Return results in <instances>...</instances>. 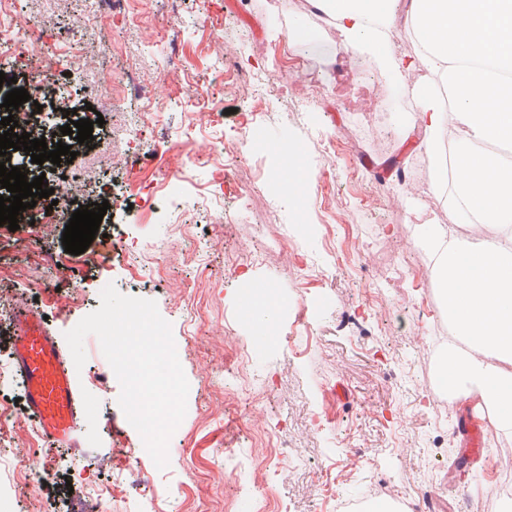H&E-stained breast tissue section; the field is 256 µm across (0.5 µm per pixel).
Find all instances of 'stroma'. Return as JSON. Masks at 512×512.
<instances>
[{"instance_id":"stroma-1","label":"stroma","mask_w":512,"mask_h":512,"mask_svg":"<svg viewBox=\"0 0 512 512\" xmlns=\"http://www.w3.org/2000/svg\"><path fill=\"white\" fill-rule=\"evenodd\" d=\"M75 8V0H15L12 15L37 32L67 28ZM128 10L133 23L112 19L95 40L61 42L50 64L0 59L6 77L39 76L46 131L61 121L52 104L59 90L67 109L103 116L92 152L45 180L70 181L58 210L76 199L110 204L79 255L64 251V222L0 226V499L14 512H154L165 486V512H224L228 504L235 512H333L334 496L373 484L397 512L426 486L440 496L439 512H460L465 492L472 512H512L491 483L490 461L454 466L457 426L472 416V401L443 409L432 401L440 388L434 352L452 330L443 314L422 313V294L440 292L407 218L433 205L436 223L461 236L466 227L432 202L417 165L423 134L411 128L395 74L343 50L340 31L302 39L314 25L309 0H128ZM231 65L250 82L217 79ZM273 72L286 93L267 84ZM145 84L164 104L149 124L140 119ZM195 86L218 102L219 116L190 101ZM257 105L251 135L244 120ZM218 140L238 143L220 184L186 158ZM288 142L300 147L308 174L298 206L279 182L275 149ZM162 178L169 207L147 209L133 186ZM148 261L160 263L162 277H131ZM245 274L273 282L285 302L274 335L239 316ZM385 282L387 296H376ZM110 283L156 302L189 393L169 466L148 465L149 485L138 494L101 500L99 488L121 483L122 462L142 448L98 338H85L83 368L65 361L83 401L73 448L41 435L13 351L18 308L37 311L60 341L99 308ZM282 435L284 460L270 443ZM31 448L62 463L26 493L13 475Z\"/></svg>"}]
</instances>
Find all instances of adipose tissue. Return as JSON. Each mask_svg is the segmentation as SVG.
Returning a JSON list of instances; mask_svg holds the SVG:
<instances>
[{"instance_id":"ef3b65f1","label":"adipose tissue","mask_w":512,"mask_h":512,"mask_svg":"<svg viewBox=\"0 0 512 512\" xmlns=\"http://www.w3.org/2000/svg\"><path fill=\"white\" fill-rule=\"evenodd\" d=\"M331 15L345 48L371 53L398 73L419 99L417 122L433 153L429 186L447 188L469 238L443 224H428L415 239L427 250L444 298L454 338L466 350L449 351L438 378L452 399H472L489 411L500 432L512 435V159L485 151L512 145V82L501 68L512 63V0H411L409 31L424 47L423 62L393 57L384 32L399 0H314ZM425 65L432 81L413 75ZM451 91L452 105L437 106L436 85ZM455 127L459 164L447 174L436 155L441 136Z\"/></svg>"}]
</instances>
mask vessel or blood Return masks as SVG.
<instances>
[{"label": "vessel or blood", "instance_id": "1", "mask_svg": "<svg viewBox=\"0 0 512 512\" xmlns=\"http://www.w3.org/2000/svg\"><path fill=\"white\" fill-rule=\"evenodd\" d=\"M16 320L15 362L26 381L29 408L40 432L50 441L74 445L79 396L64 366L61 348L36 311L24 310ZM462 430L465 446L460 460L465 463L481 456L482 436L473 425H463Z\"/></svg>", "mask_w": 512, "mask_h": 512}]
</instances>
